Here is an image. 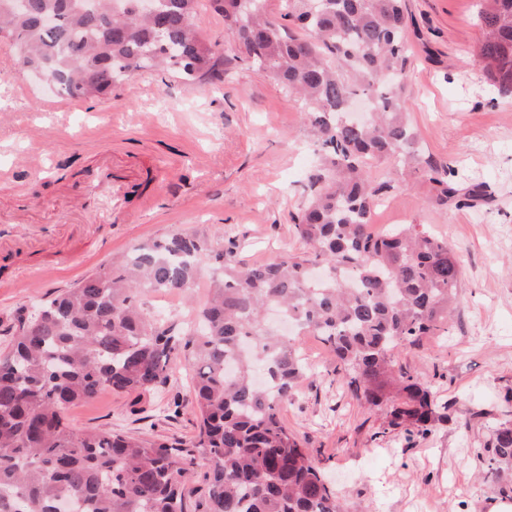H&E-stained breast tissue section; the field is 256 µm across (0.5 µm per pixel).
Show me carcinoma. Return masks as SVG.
Wrapping results in <instances>:
<instances>
[{
  "label": "carcinoma",
  "instance_id": "obj_1",
  "mask_svg": "<svg viewBox=\"0 0 512 512\" xmlns=\"http://www.w3.org/2000/svg\"><path fill=\"white\" fill-rule=\"evenodd\" d=\"M137 0H31L13 13L0 0V29L20 69H46L55 89L77 100L106 94L148 69L191 83L224 82L225 65L266 70L299 95L320 166L292 217L311 251L252 266L224 230L213 279L188 333L143 313L145 292L185 294L197 285L206 241L178 231L135 247L39 310L21 313L0 354V512H188L187 475L210 465L204 512H346L310 449L281 416L309 373L299 339L277 333L274 311L336 355V377L359 402L388 407L374 436L423 437L448 416L431 384L395 361L399 348L448 331L463 270L448 242L416 224L370 230L379 200L394 188L371 170L395 159L433 186L430 203L456 206L455 170L410 151L415 134L402 107L411 72L407 0H211L224 39L202 35L199 0H157L162 22ZM54 15L51 27L41 23ZM477 59L485 80L512 96V0H480ZM370 102L371 120L346 116ZM184 357L192 370L198 433L190 444L121 432L79 433L65 410L104 391L130 398L162 392ZM487 469L512 473V424L492 429Z\"/></svg>",
  "mask_w": 512,
  "mask_h": 512
}]
</instances>
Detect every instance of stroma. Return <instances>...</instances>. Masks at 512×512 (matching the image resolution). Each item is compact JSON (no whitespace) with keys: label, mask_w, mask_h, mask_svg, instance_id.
Returning a JSON list of instances; mask_svg holds the SVG:
<instances>
[{"label":"stroma","mask_w":512,"mask_h":512,"mask_svg":"<svg viewBox=\"0 0 512 512\" xmlns=\"http://www.w3.org/2000/svg\"><path fill=\"white\" fill-rule=\"evenodd\" d=\"M477 10V0H409L415 68L403 107L419 150L452 163L460 186L482 185L486 202L432 205L430 184L406 172L371 217L376 232L424 225L464 260L449 334L396 353L430 381L448 419L410 442L376 440L385 409L353 398L334 375L335 356L311 335L301 337L300 349L314 364L282 409L348 512H496L512 500V480L498 485L478 477L492 425L512 422V97L494 92L475 63ZM313 140L301 102L254 66H228L216 87L146 71L101 99L72 101L22 79L12 44L0 40V212L23 205L34 217L9 225L0 242V351L18 309L40 305L120 262L134 245L178 230L219 251L225 228H233L245 265L303 254L292 217L318 164ZM107 152L127 178L125 207L103 199L63 219L79 204L89 168ZM157 181L160 198L139 208V196ZM214 265L203 260L192 299L150 292L142 298L145 312L188 320ZM172 400L180 403L175 417L164 412ZM65 416L79 432L186 442L198 424L184 373L140 412L108 392L72 405Z\"/></svg>","instance_id":"stroma-1"}]
</instances>
